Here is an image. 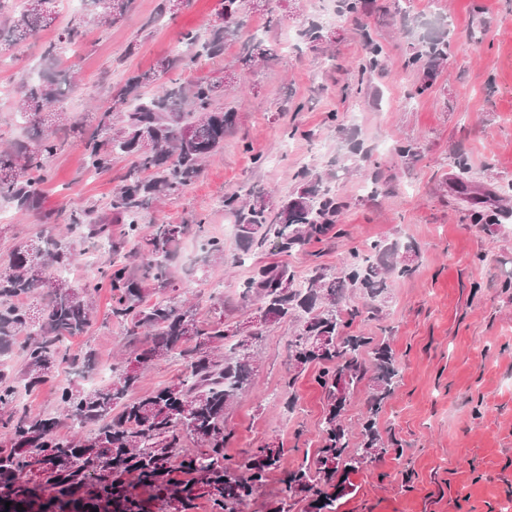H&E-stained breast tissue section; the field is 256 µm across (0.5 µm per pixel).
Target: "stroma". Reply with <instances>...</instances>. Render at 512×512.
Listing matches in <instances>:
<instances>
[{
  "instance_id": "obj_1",
  "label": "stroma",
  "mask_w": 512,
  "mask_h": 512,
  "mask_svg": "<svg viewBox=\"0 0 512 512\" xmlns=\"http://www.w3.org/2000/svg\"><path fill=\"white\" fill-rule=\"evenodd\" d=\"M247 17L258 25L257 39L275 51L273 60L242 75L241 41L227 42L223 57L204 60L182 72L183 80L220 77L224 107L236 114L237 132L207 163L198 180L142 220L143 234L158 221L191 224L205 218L211 237L224 242L223 264L188 265L199 240L188 234L179 244L174 269L186 297L214 316L211 298L230 306L224 321L252 318L255 305H241L240 283L250 265L234 263L235 236L225 234L229 218L220 207L225 193L260 187L272 198L288 195L298 169L348 201L340 217L347 235H326L306 252L289 256L297 278L312 264L341 272L353 249L378 239L412 241L419 249L411 275L395 279L382 322L356 321L348 332L389 341L401 367L394 395L378 415L383 438L398 447L363 469L349 473L338 512H512V0H401V13L375 9L362 18L340 13L338 0H255ZM158 0H134L126 22L111 27L93 22L79 54L71 60L75 89L71 111L93 120L133 73L153 71L157 61L182 51V29H209L218 21L219 0H184L172 21L147 26ZM281 20L267 25L268 12ZM320 24L327 39L311 45L302 37ZM366 25L387 57L372 78L371 94L358 90L355 73L366 55L359 25ZM448 33V60L421 90L422 68L409 64L421 37ZM36 32L26 46L0 57V137L23 136L16 115L23 79L39 74ZM295 109L280 114L283 98ZM293 138H284L287 128ZM412 143L415 159L396 148ZM470 168L477 200L456 192L455 153ZM130 161L119 155L108 172H85L76 140L47 161L44 207L57 223L39 214L0 223V257L21 241L55 236L60 220L74 209L111 196ZM377 194H369L373 171ZM489 223L473 221V213ZM108 289L96 296L95 319L86 335L69 339L72 350L93 351L97 365L115 364L127 344L125 330L110 316ZM294 327L272 323L254 347L255 371L249 389L226 410L230 432L224 454L230 462L273 442L282 455L263 486L240 512H311L307 501L282 502L281 488L302 455L321 446L324 394L309 366L296 381V410L281 396L288 379V338ZM84 386L68 365L24 393L21 404L45 417H59L58 389Z\"/></svg>"
}]
</instances>
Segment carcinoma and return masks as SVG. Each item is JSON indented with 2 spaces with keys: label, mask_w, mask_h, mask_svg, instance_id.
Segmentation results:
<instances>
[{
  "label": "carcinoma",
  "mask_w": 512,
  "mask_h": 512,
  "mask_svg": "<svg viewBox=\"0 0 512 512\" xmlns=\"http://www.w3.org/2000/svg\"><path fill=\"white\" fill-rule=\"evenodd\" d=\"M57 0H0V16L16 14L0 48L24 43L29 36L55 26ZM109 26L125 21L132 0H89ZM248 0H221L220 22L206 32L184 29L179 41L186 51L157 62L162 74L182 72L202 57L224 55V44L243 36ZM173 0H160L147 22L155 26L174 18ZM87 35L83 15H75L57 29L53 40L41 43L38 59L44 67L36 80L24 83L17 115L28 136L0 148V204L16 213L41 208L48 181L46 160L57 153L71 135L83 145L86 166L94 172L112 168L115 155L131 157L121 183L100 209L92 206L66 217L67 232L17 245L0 260V355L19 351L24 368L0 372V430L10 448L0 451V503L13 508L34 496L27 477L40 478L50 501L64 509L63 497L86 490L88 509L134 512L140 505L128 492L124 477L132 476L154 492V498L173 500L178 512H190L195 490L207 488L213 512H239L240 505L263 484L276 467L280 451L272 445L255 449L244 461L231 464L224 458L229 436L225 411L238 392L251 384L254 353L251 346L263 332L251 331V323L224 328V319L199 317L198 307L181 299L182 282L172 273V263L188 224L160 222L143 251H124L139 239V224L156 204L179 195L194 184L204 162L224 149V137L236 125V114L218 106L224 96V80L202 78L183 82L171 78L145 97L147 73L134 75L115 94L107 107L96 113L88 128L68 112L62 86L71 83L63 69L65 49L80 47ZM367 55L359 67L358 84L385 69L383 49L365 37ZM272 57L262 42L248 37L239 62L252 69ZM426 68L438 69L448 60L445 35L429 39L424 52ZM224 212L232 218L241 250L239 262L271 241L279 252H302L335 228L344 204L336 201L320 180L304 184L296 196L273 203L265 194L238 191L224 194ZM122 225L120 238L112 237V225ZM205 219L198 218L195 232L207 257L224 259V242L205 235ZM112 251L108 265L75 285L60 276L78 259V245L87 241ZM412 242L375 241L366 252L350 254L348 271L331 274L319 264L298 281L288 263L259 265L241 284L239 299L258 303L269 323L296 324L288 340L289 376L286 404L296 407L295 380L313 362L323 364L317 382L324 391L326 408L320 423L323 442L320 456L304 457L290 471L281 490L282 500L304 495L316 512H336L342 481L340 473L354 471L387 452L375 415L394 395L400 367L390 343L372 336L346 332L356 320L383 316L395 278L413 271ZM156 286L157 297L148 303L142 284ZM112 296L111 316L126 328L134 343L112 383L90 391L62 388L58 398L71 435L58 433V422L31 414L19 405L22 391L50 379L67 362L84 373L94 369L89 351L72 353L64 346L84 335L92 322L93 302L103 285ZM365 298L355 302V295ZM40 296L43 304L31 310L24 300ZM172 354L183 357L185 376L178 382L142 398H131L141 368ZM367 384V414L361 423L360 442L350 445L343 415L351 391ZM187 435L206 451L185 457L173 481V462Z\"/></svg>",
  "instance_id": "cac0c4a2"
}]
</instances>
